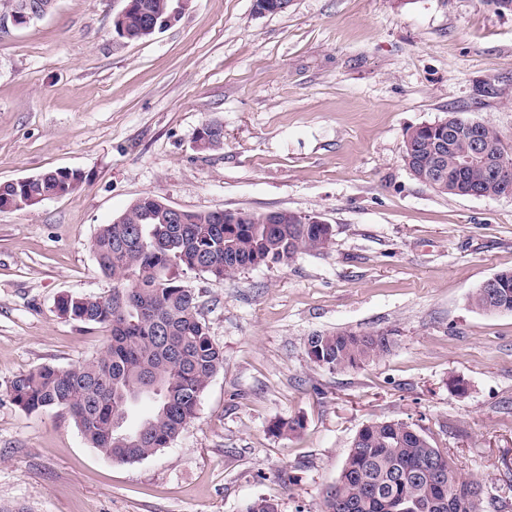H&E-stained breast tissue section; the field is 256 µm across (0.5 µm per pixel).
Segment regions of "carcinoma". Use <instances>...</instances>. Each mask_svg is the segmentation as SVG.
<instances>
[{
	"label": "carcinoma",
	"instance_id": "obj_1",
	"mask_svg": "<svg viewBox=\"0 0 512 512\" xmlns=\"http://www.w3.org/2000/svg\"><path fill=\"white\" fill-rule=\"evenodd\" d=\"M172 0H134L114 24L127 40L147 37L144 17L162 19ZM481 136L512 162L493 129ZM437 129L420 125L407 133L405 151L417 177L434 165ZM461 139L448 142L445 187L457 195L467 183L492 197L500 184L474 167L459 170ZM77 170L54 169L24 183H0V197L15 209L33 199L48 200L73 192ZM253 214L249 224H224L212 211H194L187 224L167 223L161 201L143 196L129 209L100 225L91 243L99 270L112 279L106 296L62 297L61 315L109 329L96 356L60 368L45 364L11 382L9 396L26 412L65 411L104 458L120 464L143 460L169 447L195 417L201 395L224 366V352L211 339L198 296L182 284L188 272L222 280L241 270L283 264L303 252L322 251L332 243L330 224L265 223ZM507 287L488 299L478 288L471 304L490 312H512V271L500 272ZM383 333L342 330L307 339V353L330 370L360 368L389 351ZM480 484L456 472L448 454L432 446L413 425L399 420L375 422L359 431L337 480L324 498L323 512H481Z\"/></svg>",
	"mask_w": 512,
	"mask_h": 512
}]
</instances>
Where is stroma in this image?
Masks as SVG:
<instances>
[{
    "mask_svg": "<svg viewBox=\"0 0 512 512\" xmlns=\"http://www.w3.org/2000/svg\"><path fill=\"white\" fill-rule=\"evenodd\" d=\"M123 0H55L0 28V182L66 168L71 194L0 210V505L26 512H321L357 432L415 424L512 512V312L470 297L512 269V198L437 193L405 161L408 131L459 112L512 148V12L492 0H187L138 41ZM490 82L501 93L480 96ZM224 129L200 151L198 129ZM144 195L191 211L318 215L331 246L224 280L184 276L224 366L167 448L116 464L62 411L26 412L18 375L95 356L109 331L64 318L104 296L91 242ZM379 332L361 368L313 362L315 333ZM464 392H456L454 381ZM301 418L280 436L275 422Z\"/></svg>",
    "mask_w": 512,
    "mask_h": 512,
    "instance_id": "obj_1",
    "label": "stroma"
}]
</instances>
